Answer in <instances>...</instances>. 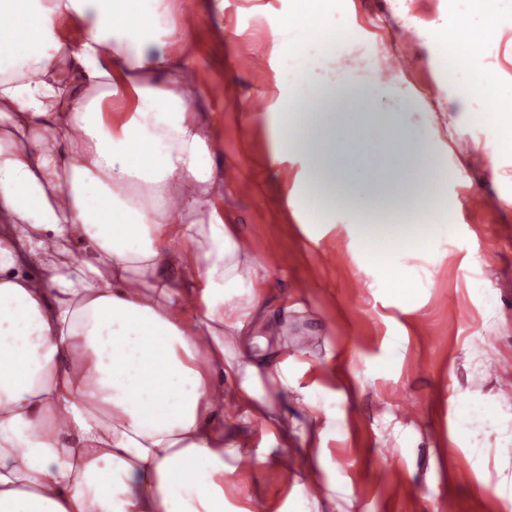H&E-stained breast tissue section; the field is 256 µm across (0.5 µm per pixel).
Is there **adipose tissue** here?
Returning a JSON list of instances; mask_svg holds the SVG:
<instances>
[{
    "label": "adipose tissue",
    "instance_id": "adipose-tissue-1",
    "mask_svg": "<svg viewBox=\"0 0 512 512\" xmlns=\"http://www.w3.org/2000/svg\"><path fill=\"white\" fill-rule=\"evenodd\" d=\"M156 3L0 0V512H246L224 474L267 460L225 439L221 393L247 422L293 382L239 362L267 346V282Z\"/></svg>",
    "mask_w": 512,
    "mask_h": 512
}]
</instances>
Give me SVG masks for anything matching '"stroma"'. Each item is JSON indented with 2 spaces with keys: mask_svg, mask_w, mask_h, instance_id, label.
<instances>
[{
  "mask_svg": "<svg viewBox=\"0 0 512 512\" xmlns=\"http://www.w3.org/2000/svg\"><path fill=\"white\" fill-rule=\"evenodd\" d=\"M299 6L224 0L216 15L210 0H191L188 49L208 89L193 108L215 120L214 161L264 181L259 192L235 193L233 224L271 285L267 304L280 322L269 346L288 354L297 382L289 394L267 385L266 403L289 432L328 430L317 512H512L498 493L512 480V115L473 95L470 110L485 121L468 122L435 69L440 50L463 30L480 33L487 12L512 11V0H405L407 27L390 0H318L319 39L345 26L354 35L343 63L307 76L312 96L297 126L312 151L269 178L274 118L246 124L240 112L258 95L287 96L285 49L302 41L279 37L278 23ZM467 53L462 84L490 76L512 88V30L469 41ZM404 54L409 62L380 92L373 72ZM416 130L438 133L441 160H413ZM492 136L499 150L479 149ZM437 162L454 173L444 188L448 240L408 256L368 250L360 218L375 205L382 222L412 214L406 188L430 185ZM304 167L328 202L319 224L282 203V183ZM306 395L320 403L317 416ZM466 410L489 425L457 432ZM224 432L270 460L281 449L259 420L227 418ZM301 485L272 463L257 478L224 476L230 502L251 512H294Z\"/></svg>",
  "mask_w": 512,
  "mask_h": 512,
  "instance_id": "stroma-1",
  "label": "stroma"
}]
</instances>
